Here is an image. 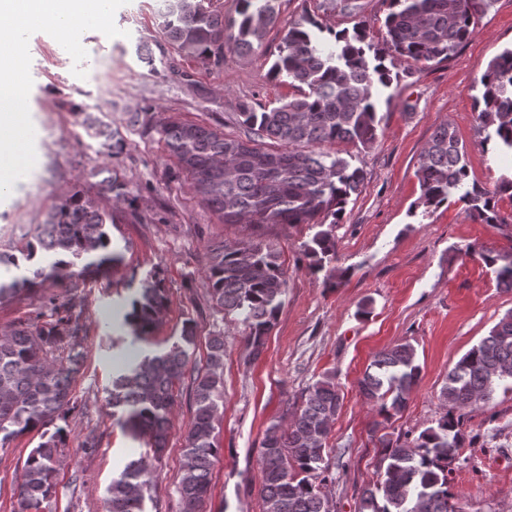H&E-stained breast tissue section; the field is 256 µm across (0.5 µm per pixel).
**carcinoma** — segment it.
I'll return each mask as SVG.
<instances>
[{
  "instance_id": "cac0c4a2",
  "label": "carcinoma",
  "mask_w": 512,
  "mask_h": 512,
  "mask_svg": "<svg viewBox=\"0 0 512 512\" xmlns=\"http://www.w3.org/2000/svg\"><path fill=\"white\" fill-rule=\"evenodd\" d=\"M384 47L367 41L366 27L334 31L305 10L281 39L269 77L294 92L269 104H239L242 134L211 125L169 118L154 120L150 109L130 123L156 132L190 180L196 196L222 224H307L315 229L304 246L308 268L336 278L334 229L351 196L367 179L356 155L326 151L350 145L370 148L381 132L383 90L414 69L441 63L474 33L495 0H384ZM278 0H237L236 16L224 19L213 0H168L159 26L166 43L207 72L224 67L226 52L255 53L267 29L276 25ZM481 126L491 130L498 150L512 156V47L495 56L480 78ZM90 137L112 141L106 125L87 116ZM95 192L75 191L55 201L45 220L23 241L0 248V304L38 291L44 282L70 284L90 273H106L122 262L112 225L139 224L127 184L105 170ZM419 204L438 208L457 192L468 216L483 224L501 223L495 198H512V176L494 191L468 183L466 148L448 123L438 125L419 154ZM129 209L116 213L110 201ZM494 268L500 287L512 290V254L479 252ZM208 293L226 315H239L252 357H260L288 289L282 252L262 239L221 244L207 253ZM36 317L0 334V450L35 432L17 488L18 512H52L60 449L66 431H49L76 409L72 385L84 358L82 311L52 295L41 296ZM166 305L161 283L149 276L126 315L135 338L145 340ZM197 325L188 319L179 336L146 355L112 380L109 405L120 427L146 441L158 460L168 441L176 386L191 388L194 416L184 439L178 484L179 512H206L211 469L221 452L218 413L224 397V337L207 342L205 362L194 358ZM420 367L415 349L400 343L376 353L358 380L363 398L376 410L380 426L406 408ZM512 390V310L448 371L440 390L445 411L418 435L400 432L378 437L379 479L364 488L359 512H456L448 485V464L464 447V411L490 405L499 387ZM343 397L327 374L309 385L300 404L271 423L261 442L262 512H334L326 487L331 473L332 425ZM154 472L146 460L130 461L107 488L106 512H145Z\"/></svg>"
}]
</instances>
